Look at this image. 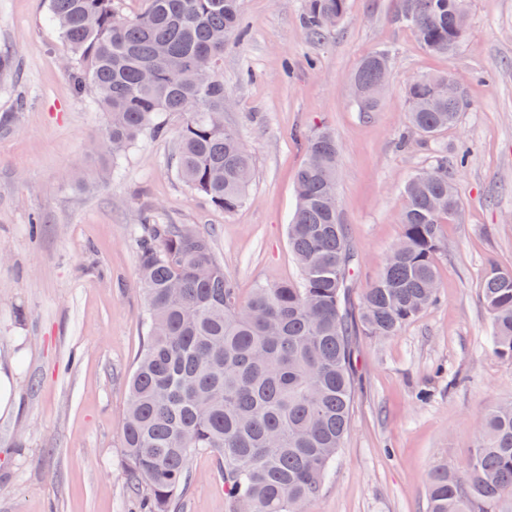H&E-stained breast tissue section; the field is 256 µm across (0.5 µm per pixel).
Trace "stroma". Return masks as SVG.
Instances as JSON below:
<instances>
[{
    "instance_id": "stroma-1",
    "label": "stroma",
    "mask_w": 512,
    "mask_h": 512,
    "mask_svg": "<svg viewBox=\"0 0 512 512\" xmlns=\"http://www.w3.org/2000/svg\"><path fill=\"white\" fill-rule=\"evenodd\" d=\"M303 0H243V37L224 43L220 75L232 101L225 126L254 162L247 200L224 213L177 177L183 124L141 136L117 175L89 155L106 116L76 93L71 56L47 0H0V353L16 356L19 401L0 417V512H146L127 471L122 427L128 380L144 345L137 237L146 217L210 237L241 298L295 281L288 246L305 135L327 127L340 144L337 196L356 255L358 308L399 241L402 185L430 169V145L411 137L405 89L452 72L460 120L439 136L462 203L443 225L438 299L386 339L352 337L355 391L347 433L308 512H427L431 472L471 457L476 419L512 400V363L493 351L481 281L512 267V0H466L468 34L452 57L428 53L397 19L398 0H348L321 36L301 22ZM387 53L378 111L350 94L360 58ZM408 148H400L403 136ZM181 512H227L211 452L192 461Z\"/></svg>"
}]
</instances>
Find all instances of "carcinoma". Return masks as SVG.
<instances>
[{"instance_id":"carcinoma-1","label":"carcinoma","mask_w":512,"mask_h":512,"mask_svg":"<svg viewBox=\"0 0 512 512\" xmlns=\"http://www.w3.org/2000/svg\"><path fill=\"white\" fill-rule=\"evenodd\" d=\"M241 0H146L124 18L114 0H49L72 57L76 90L106 112L96 157L112 163L146 133H166L163 116L180 112L176 171L192 190L226 213L245 201L252 158L238 135L213 118L224 111L219 70L224 43L242 36ZM347 0H304L303 23L319 36L345 15ZM401 18L424 48L449 56L466 36L465 0H399ZM389 69L382 51L364 56L353 83L361 112H374ZM421 76L406 88L407 121L424 140L457 124L463 99L438 97ZM433 169L403 185L398 253L360 303L344 310L354 265L336 197V133L306 138L297 173V206L287 227L300 280L252 289L241 302L209 237L187 224H156L140 236L139 267L147 304L144 349L129 383L123 428L127 468L146 490L149 512H175L201 450L218 459L228 512H306L320 493L347 430L354 391L348 337L395 335L437 300L441 225L461 210L448 149L434 148ZM492 318L495 354L512 362V267L491 266L481 282ZM475 451L458 472L429 478V512H480L512 497V403L477 421Z\"/></svg>"}]
</instances>
